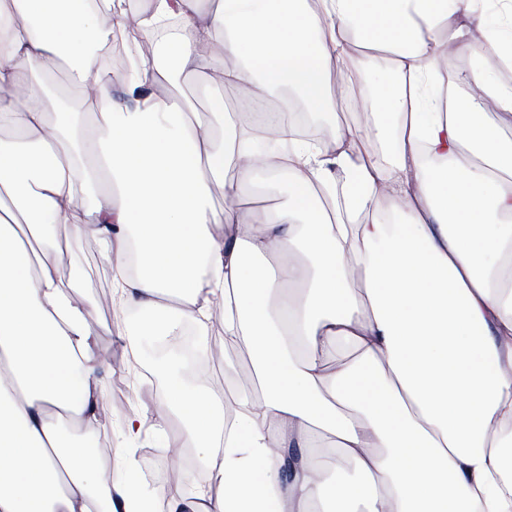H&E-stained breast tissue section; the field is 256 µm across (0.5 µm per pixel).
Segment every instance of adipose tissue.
<instances>
[{"mask_svg": "<svg viewBox=\"0 0 512 512\" xmlns=\"http://www.w3.org/2000/svg\"><path fill=\"white\" fill-rule=\"evenodd\" d=\"M200 2L0 0V119L16 131L0 139V512L145 506L130 479L101 481L85 440L103 364L78 284L45 260L63 237L111 262L113 310L142 316L127 342L206 332L220 302L225 335L252 347L262 410L232 432L223 392L166 395L164 450L197 442L213 476L166 512H512V141L480 108L511 113L512 89L487 65L452 104L441 68L450 44L489 41L470 22L486 0ZM130 26L166 33L176 72L210 67L249 105L285 88L329 119L358 111L363 61L384 81L364 130L330 123L324 148L292 141L275 162L223 104L203 118L150 92L163 69L111 81L96 51ZM217 40L223 58L202 54ZM57 64L98 92L95 155L49 94ZM260 169L287 175V221L242 207ZM343 339L355 354L328 370ZM326 447L347 468L322 464Z\"/></svg>", "mask_w": 512, "mask_h": 512, "instance_id": "adipose-tissue-1", "label": "adipose tissue"}]
</instances>
